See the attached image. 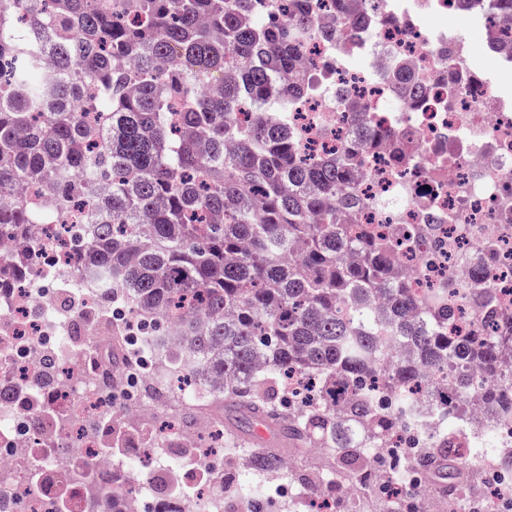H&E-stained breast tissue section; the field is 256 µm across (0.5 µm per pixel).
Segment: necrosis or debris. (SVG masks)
<instances>
[{
  "mask_svg": "<svg viewBox=\"0 0 512 512\" xmlns=\"http://www.w3.org/2000/svg\"><path fill=\"white\" fill-rule=\"evenodd\" d=\"M459 19L480 25L492 69L478 68L470 48L454 37ZM510 26L496 0H481L478 11L465 15L457 0H379L373 17L365 0H346L341 13L332 0H318L300 48L309 85L302 92L284 86L295 104L288 130L302 150L349 159L365 231L435 225L411 261V286L420 296L461 286L453 325L463 332L482 287L493 289L500 311L512 317V98L500 81L512 75ZM358 56L366 57L365 66H351ZM362 126L378 139L359 145ZM488 239L497 243L490 253L481 248ZM35 263L46 284L0 293V389L23 388L65 422L38 431L22 403L0 404V512H55L65 486L82 503L74 477L83 468L124 475L121 462L101 461L98 452L113 407L131 412L123 398L134 378L148 411L139 427L154 439L152 466L133 483V512H154L161 460L191 446L193 463L209 466L216 459L209 432L190 438L166 426L170 412L151 398L155 382L144 378L143 362L113 353V331L130 338L138 328L126 307L103 308L102 322L86 323L100 298L79 279L72 252L45 247ZM46 357L64 363L65 373H44ZM456 434L463 454H482L494 479L483 512H507L512 483L495 475L500 455L512 452V424L489 435L467 417Z\"/></svg>",
  "mask_w": 512,
  "mask_h": 512,
  "instance_id": "4bbe7bcc",
  "label": "necrosis or debris"
}]
</instances>
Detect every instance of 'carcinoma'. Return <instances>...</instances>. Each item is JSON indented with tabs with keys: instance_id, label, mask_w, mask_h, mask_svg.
<instances>
[{
	"instance_id": "cac0c4a2",
	"label": "carcinoma",
	"mask_w": 512,
	"mask_h": 512,
	"mask_svg": "<svg viewBox=\"0 0 512 512\" xmlns=\"http://www.w3.org/2000/svg\"><path fill=\"white\" fill-rule=\"evenodd\" d=\"M0 0V238L31 237L58 215L18 186L32 185L66 210L87 191L72 172L112 184L91 236L74 238L80 278L120 290L145 319L179 329L150 337L161 363L251 421L280 416L288 436L350 469L353 489L381 485L402 506L424 484H398L366 448L396 450L402 412L443 405L435 371L461 387L477 368L489 421L512 422V318L490 291L475 334L448 330L456 296L418 297L401 253L429 226L401 224L354 235L358 199L345 159L304 155L267 111L291 110L279 78L298 65L314 0H288V23L269 21V0ZM254 113L247 124L235 112ZM35 280V265L0 258V289ZM136 430L112 425L102 452L115 458ZM257 469L282 460L250 452ZM455 469L474 459L443 431L413 463L434 456ZM158 512H184L175 474ZM88 512L131 509L130 485L97 474Z\"/></svg>"
}]
</instances>
